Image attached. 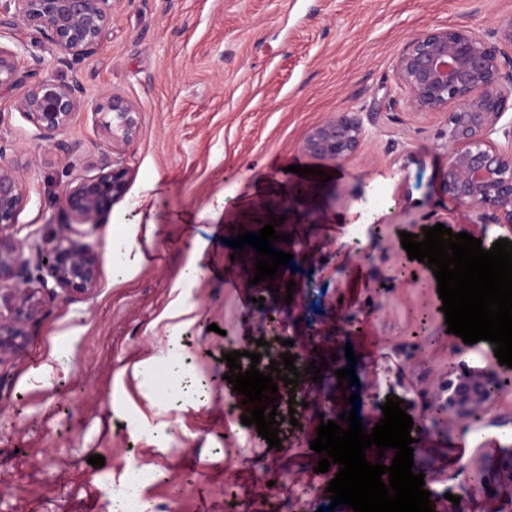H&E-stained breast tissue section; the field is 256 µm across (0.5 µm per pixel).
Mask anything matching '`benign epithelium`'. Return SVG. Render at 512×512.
Segmentation results:
<instances>
[{
  "instance_id": "benign-epithelium-1",
  "label": "benign epithelium",
  "mask_w": 512,
  "mask_h": 512,
  "mask_svg": "<svg viewBox=\"0 0 512 512\" xmlns=\"http://www.w3.org/2000/svg\"><path fill=\"white\" fill-rule=\"evenodd\" d=\"M112 20V0H0V24L30 29L50 46L59 61L70 63L92 52ZM41 57L26 56L0 45V90L23 84L16 109L34 128V137L64 149L59 136L81 110L83 90L78 81L43 79L26 84ZM394 70L406 105L416 113H448V167L443 189L457 206L477 214L482 224L512 231V121L502 122L512 100V18L479 34L463 27L434 26L413 34L396 57ZM107 135L93 175H80L62 196L69 221L50 241L20 236L16 224L29 197L27 182L15 168L0 165V362L17 355L27 344L28 328L54 304L60 294L29 287L53 280L69 295H90L100 278V258L86 238L108 215L112 203L128 186V169L115 155L138 136L141 113L131 100L108 93L96 104ZM502 134L507 147L492 135ZM360 119L342 112L312 127L301 150L330 162H340L362 145ZM31 258L23 259L24 250ZM448 381V401L434 396L428 405L433 425L452 423L466 431L481 418L502 381L491 370L461 371ZM512 478V447L500 449L493 467L479 466L473 486L496 489Z\"/></svg>"
}]
</instances>
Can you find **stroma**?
<instances>
[{
  "mask_svg": "<svg viewBox=\"0 0 512 512\" xmlns=\"http://www.w3.org/2000/svg\"><path fill=\"white\" fill-rule=\"evenodd\" d=\"M512 17V0H116L97 49L71 66L37 46L21 27L0 29V45L43 59L36 78L78 80L83 106L64 135L68 151L47 149L14 102L0 92V163L22 170L29 199L17 216L24 232H59L61 194L74 177L93 174L106 138L93 107L109 92L141 111V132L121 154L128 187L89 238L101 258L92 296L57 301L29 327V341L0 362V512H111L112 489L129 464L157 471L141 497L153 512H302L328 504L337 473L317 472L310 448L318 411H346L336 380L301 374L313 408L291 425L289 388H278L280 449L242 424L241 395H225L222 355L257 352L262 318L303 336L321 320L314 343L322 357L344 355L347 329L381 336L380 349L359 356L370 386L359 417L380 418L387 398L402 399L416 448L436 467L426 489L467 497L469 512H498L497 493L471 492V462L492 464L512 433V394L493 397L484 413L496 435L486 447L447 462L457 431L427 429L423 407L433 382L468 346L448 333L433 272L408 262L401 232L443 224L490 249L503 229L465 217L442 189L448 164V114L410 111L397 85L394 59L412 35L453 24L488 33ZM340 112L358 115L361 148L338 164L318 162L300 144L314 125ZM291 165L320 167L304 200L277 226L291 242L285 273L292 294L257 288L248 300L230 279L250 278L251 254L231 255L228 238L258 231L286 185ZM154 195L156 231L148 260L127 278L112 275L113 239L133 223L145 192ZM224 197V220L207 215ZM362 229L359 240L347 228ZM204 246V276L182 281L188 252ZM193 307L198 319L182 332L188 360L176 372L166 353V312ZM70 357L68 374L32 387L28 374L50 347ZM151 359L148 386L131 365ZM102 455L103 466L88 459ZM297 466H289V459Z\"/></svg>",
  "mask_w": 512,
  "mask_h": 512,
  "instance_id": "1",
  "label": "stroma"
}]
</instances>
